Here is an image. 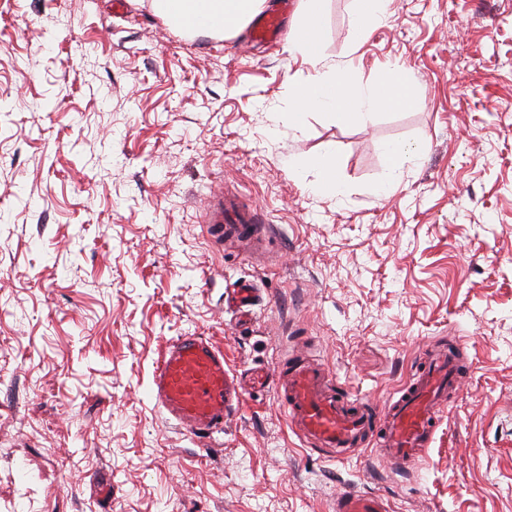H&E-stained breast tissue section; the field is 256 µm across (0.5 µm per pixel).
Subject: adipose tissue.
<instances>
[{
    "mask_svg": "<svg viewBox=\"0 0 512 512\" xmlns=\"http://www.w3.org/2000/svg\"><path fill=\"white\" fill-rule=\"evenodd\" d=\"M267 0H151L154 13L180 30L237 35L266 7ZM320 0H300L295 44L309 59L319 57ZM394 89L389 85L366 87L345 71L328 68L316 73L300 89L295 119L316 110L360 125L372 123L378 110L392 106Z\"/></svg>",
    "mask_w": 512,
    "mask_h": 512,
    "instance_id": "1",
    "label": "adipose tissue"
}]
</instances>
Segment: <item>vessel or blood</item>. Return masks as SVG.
I'll use <instances>...</instances> for the list:
<instances>
[{"instance_id": "vessel-or-blood-1", "label": "vessel or blood", "mask_w": 512, "mask_h": 512, "mask_svg": "<svg viewBox=\"0 0 512 512\" xmlns=\"http://www.w3.org/2000/svg\"><path fill=\"white\" fill-rule=\"evenodd\" d=\"M286 35L284 18L277 12L266 14L249 31L250 41L260 46L277 45ZM203 222L214 242L241 236L254 248L262 246L256 210L243 206L235 194H211ZM465 347L460 339L432 353L400 395L383 407L337 390L325 368L307 363L290 362L283 373L256 372L252 380L275 387L292 430L312 449L339 459L348 451L371 447L393 467L408 469L425 457L434 423L465 377ZM151 392L157 407L181 429L206 439L223 432L239 406L241 390L229 382L223 348L206 337L186 334L163 351ZM333 512H389V507L380 496L348 490L336 495Z\"/></svg>"}]
</instances>
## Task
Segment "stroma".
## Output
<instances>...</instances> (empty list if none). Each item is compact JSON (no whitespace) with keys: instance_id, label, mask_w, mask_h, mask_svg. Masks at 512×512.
I'll list each match as a JSON object with an SVG mask.
<instances>
[{"instance_id":"35a3bbf8","label":"stroma","mask_w":512,"mask_h":512,"mask_svg":"<svg viewBox=\"0 0 512 512\" xmlns=\"http://www.w3.org/2000/svg\"><path fill=\"white\" fill-rule=\"evenodd\" d=\"M113 2L0 0V512H330L344 489L512 512V0H391L362 37L357 0H322V66L405 83L413 105L299 129L315 69L291 41ZM325 153L342 194L293 169ZM220 187L265 220L260 257L207 235ZM244 279L246 322L224 305ZM189 333L228 370L306 357L380 404L455 338L470 373L415 467L370 448L334 463L271 386L210 442L180 429L150 383Z\"/></svg>"}]
</instances>
